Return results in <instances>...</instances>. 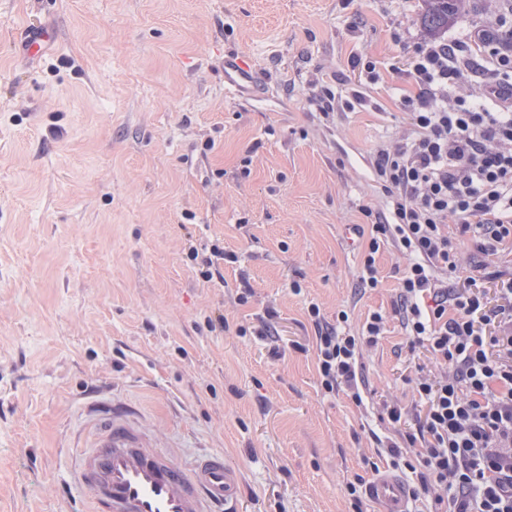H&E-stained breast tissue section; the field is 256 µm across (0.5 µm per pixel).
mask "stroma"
I'll list each match as a JSON object with an SVG mask.
<instances>
[{
	"instance_id": "stroma-1",
	"label": "stroma",
	"mask_w": 512,
	"mask_h": 512,
	"mask_svg": "<svg viewBox=\"0 0 512 512\" xmlns=\"http://www.w3.org/2000/svg\"><path fill=\"white\" fill-rule=\"evenodd\" d=\"M422 8L0 0V512H88L74 472L99 398L142 412L179 460L223 451L240 512H375L346 485L390 466L376 404L407 403L433 361L394 315L405 259L381 248L363 287L354 227L379 202L369 152L407 121L413 85L390 63L425 39ZM36 21L56 43L26 63ZM228 51L261 76L250 99L224 86ZM341 79L373 106L324 119L317 86ZM216 240L237 260L205 282L186 253ZM312 302L354 335L383 315L364 406L323 394Z\"/></svg>"
}]
</instances>
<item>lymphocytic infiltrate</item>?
<instances>
[{"label": "lymphocytic infiltrate", "mask_w": 512, "mask_h": 512, "mask_svg": "<svg viewBox=\"0 0 512 512\" xmlns=\"http://www.w3.org/2000/svg\"><path fill=\"white\" fill-rule=\"evenodd\" d=\"M502 26L480 21L401 58L415 87L401 101L408 121L371 150L382 204L361 209L371 237L360 279L378 286L382 245L407 258L396 313L410 348L434 360L412 378L410 404L383 403L394 434L377 446L414 475L411 496L431 512H512V274L496 268L512 249V52ZM466 242L476 258L464 259ZM307 313L322 390L363 405L358 360L377 344L383 316L369 315L354 336L317 304Z\"/></svg>", "instance_id": "1"}]
</instances>
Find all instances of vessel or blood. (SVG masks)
I'll return each mask as SVG.
<instances>
[{"mask_svg":"<svg viewBox=\"0 0 512 512\" xmlns=\"http://www.w3.org/2000/svg\"><path fill=\"white\" fill-rule=\"evenodd\" d=\"M53 38L51 29L26 28V58H38ZM223 69L233 94L256 89L259 76L244 57L225 54ZM91 413L92 433L77 475L91 495L92 512H234L240 476L223 452L185 464L159 448L153 429L136 413L105 403L94 404ZM366 495L377 512H413L410 489L397 474H376Z\"/></svg>","mask_w":512,"mask_h":512,"instance_id":"1","label":"vessel or blood"}]
</instances>
